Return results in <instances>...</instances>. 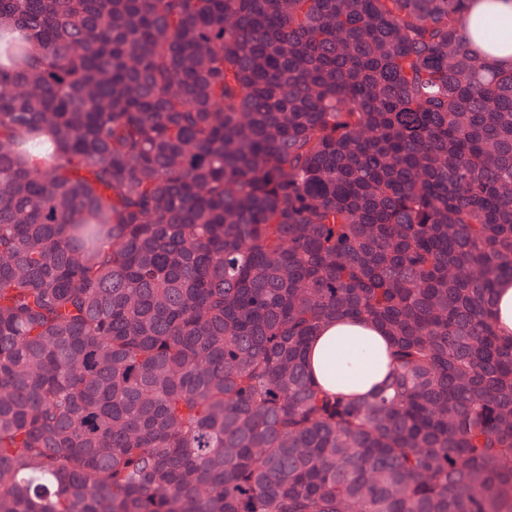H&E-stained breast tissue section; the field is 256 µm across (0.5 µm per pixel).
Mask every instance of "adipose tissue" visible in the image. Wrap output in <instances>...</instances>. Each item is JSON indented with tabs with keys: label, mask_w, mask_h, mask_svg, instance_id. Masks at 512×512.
Wrapping results in <instances>:
<instances>
[{
	"label": "adipose tissue",
	"mask_w": 512,
	"mask_h": 512,
	"mask_svg": "<svg viewBox=\"0 0 512 512\" xmlns=\"http://www.w3.org/2000/svg\"><path fill=\"white\" fill-rule=\"evenodd\" d=\"M484 20L512 22V0H472L462 24L466 40L486 49L496 68L512 69V45L486 44L478 30ZM391 352L392 340L385 329L342 317L325 323L310 340L305 365L313 382L334 395L365 393L383 380Z\"/></svg>",
	"instance_id": "obj_1"
}]
</instances>
